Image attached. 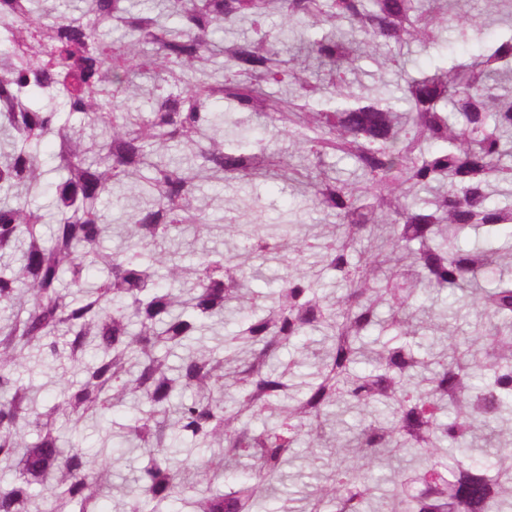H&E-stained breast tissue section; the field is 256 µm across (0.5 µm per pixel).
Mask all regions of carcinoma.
I'll return each instance as SVG.
<instances>
[{"label":"carcinoma","instance_id":"carcinoma-1","mask_svg":"<svg viewBox=\"0 0 512 512\" xmlns=\"http://www.w3.org/2000/svg\"><path fill=\"white\" fill-rule=\"evenodd\" d=\"M79 2L59 15L0 0V512H102L115 443L136 454L116 512H268L294 450L327 447L341 404L362 424L308 512H512V204L492 201L512 186V0L477 14L450 0ZM491 21L506 31L484 44ZM450 33L480 53L448 59ZM413 44L437 61L398 93L357 78ZM144 93L149 111L120 106ZM256 118L288 135V155ZM259 178L337 231L264 224L257 197L241 200L247 222L236 209L207 222L203 185L236 198ZM109 199L125 208L118 250ZM187 229L230 248L189 261ZM268 256L280 271L258 289ZM310 330L300 385V361L270 360ZM22 365L50 372L55 396L41 400ZM130 400L134 415L108 420ZM263 416L273 425L250 427ZM395 448L405 470L369 474Z\"/></svg>","mask_w":512,"mask_h":512}]
</instances>
